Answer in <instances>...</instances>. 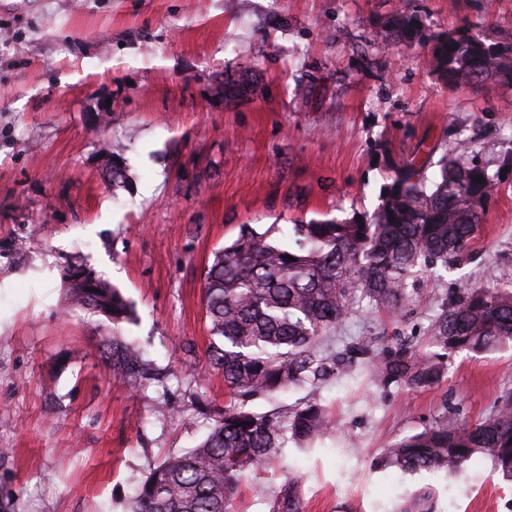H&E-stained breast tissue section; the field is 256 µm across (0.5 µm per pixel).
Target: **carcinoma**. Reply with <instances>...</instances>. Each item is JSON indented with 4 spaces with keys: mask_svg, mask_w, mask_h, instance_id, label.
<instances>
[{
    "mask_svg": "<svg viewBox=\"0 0 512 512\" xmlns=\"http://www.w3.org/2000/svg\"><path fill=\"white\" fill-rule=\"evenodd\" d=\"M384 47L406 42L427 49L436 76L450 83L512 86V40H492L463 27L433 32L417 11L398 12L375 33ZM457 49L450 50V47ZM463 140L426 177L433 151L394 168L377 209L367 218L312 220L292 225L293 245L284 246L240 227L238 236L213 253L204 272V309L209 323L207 355L224 376V411L195 448L166 457L141 483L132 512H233L242 473L266 464L288 440L310 443L329 434V414L317 402L290 412L256 413L242 401L290 386L315 385L328 374L331 354L320 339L342 320L354 299L396 310L410 281L438 264L446 267L469 253L483 222L475 202L490 197L486 170L467 165ZM482 176L476 181L474 177ZM294 260L287 259V256ZM112 296V377L133 387L153 377L145 353L121 333L132 310L121 292ZM71 305L97 310L98 300L69 289ZM512 342V288H472L443 302L432 343L446 355H416L401 346L378 353L355 341L339 351L368 362L371 381L415 389L438 384L447 356L487 352ZM388 463L403 472L459 470L489 458L512 480V399L489 418L450 424L441 418L386 449Z\"/></svg>",
    "mask_w": 512,
    "mask_h": 512,
    "instance_id": "cac0c4a2",
    "label": "carcinoma"
}]
</instances>
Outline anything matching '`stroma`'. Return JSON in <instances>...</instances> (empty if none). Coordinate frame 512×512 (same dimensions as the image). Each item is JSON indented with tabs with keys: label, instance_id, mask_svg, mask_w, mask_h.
I'll return each instance as SVG.
<instances>
[{
	"label": "stroma",
	"instance_id": "obj_1",
	"mask_svg": "<svg viewBox=\"0 0 512 512\" xmlns=\"http://www.w3.org/2000/svg\"><path fill=\"white\" fill-rule=\"evenodd\" d=\"M419 11L431 31L512 37V0H0V501L14 512H130L168 455L198 445L223 409L207 356L203 273L248 224L372 214L393 166L457 139L495 181L480 233L454 267L409 284L394 311L354 302L327 338L430 349L443 299L512 285V88L443 83L417 48L375 29ZM126 180L112 187L105 164ZM81 267L133 305L123 334L157 376L115 382L104 316L70 306ZM361 362L316 387L249 402L318 400L328 437L247 473L235 512H275L298 477L300 512H512L489 459L409 474L385 450L434 419L474 423L512 390V343L448 359L439 385L382 389Z\"/></svg>",
	"mask_w": 512,
	"mask_h": 512
}]
</instances>
